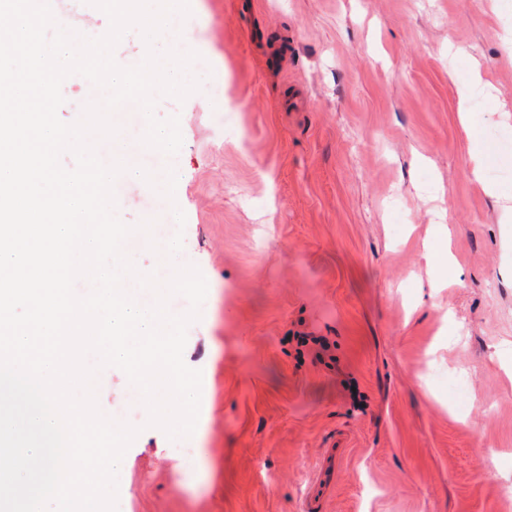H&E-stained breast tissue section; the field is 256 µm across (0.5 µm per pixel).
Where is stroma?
<instances>
[{"label":"stroma","mask_w":512,"mask_h":512,"mask_svg":"<svg viewBox=\"0 0 512 512\" xmlns=\"http://www.w3.org/2000/svg\"><path fill=\"white\" fill-rule=\"evenodd\" d=\"M194 2L181 37L205 88L156 106L183 136L178 261L208 283L184 350L202 372L194 464L101 370L99 408L141 429L125 512H303L328 448L325 512H512V244L482 189L512 196V0ZM53 13L109 26L84 0ZM115 190L125 223L178 231L145 182ZM440 241L455 264L436 288Z\"/></svg>","instance_id":"stroma-1"}]
</instances>
